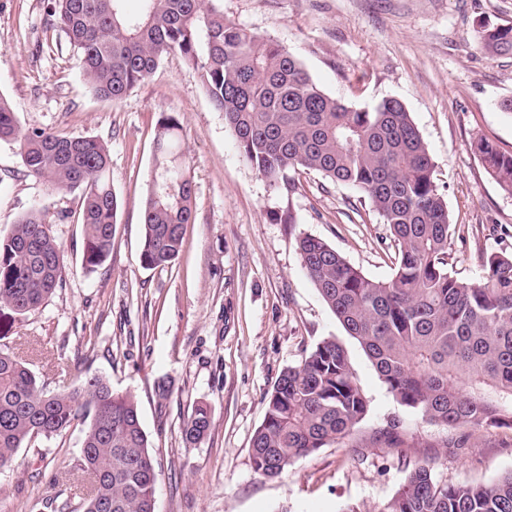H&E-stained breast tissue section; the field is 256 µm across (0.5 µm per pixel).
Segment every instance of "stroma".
Masks as SVG:
<instances>
[{
    "label": "stroma",
    "instance_id": "1",
    "mask_svg": "<svg viewBox=\"0 0 512 512\" xmlns=\"http://www.w3.org/2000/svg\"><path fill=\"white\" fill-rule=\"evenodd\" d=\"M49 0H0V96L21 128L93 136L110 151L120 201L112 252L82 268L77 193L26 173L15 143L0 141V237L40 205L64 252L59 286L40 310L0 306V350L17 352L46 391L105 377L132 394L157 473L156 512H373L402 484L397 451L370 444L375 428L400 422L441 480L487 482L512 470V430L457 450L443 428L400 405L358 342L301 268L297 237L323 239L366 276L391 277L396 248L359 191L314 171L272 187L240 154L224 114L180 54L117 102L98 98L48 12ZM225 18L285 46L329 95L361 108L401 101L434 163L448 204L453 275L483 281L482 256L512 254V195L487 173L478 139L512 152V56L474 38L479 22L512 23V0H223ZM181 123L195 184V220L169 265H141L140 212L162 116ZM333 337L346 349L368 401L350 437L299 458L280 477L255 472L252 437L281 371ZM172 395L160 403L159 380ZM213 410L200 443L181 426L196 402ZM80 436L39 438L0 470V512H46L52 494L83 498Z\"/></svg>",
    "mask_w": 512,
    "mask_h": 512
}]
</instances>
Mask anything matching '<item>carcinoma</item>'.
Instances as JSON below:
<instances>
[{"mask_svg": "<svg viewBox=\"0 0 512 512\" xmlns=\"http://www.w3.org/2000/svg\"><path fill=\"white\" fill-rule=\"evenodd\" d=\"M52 0V17L81 57L92 91L118 101L143 82L162 55L176 52L196 69L208 97L224 112L246 161L271 186L288 173L317 171L368 199L396 247L392 277L376 281L318 238L302 236L300 264L349 336L362 347L389 393L444 429L459 431L441 447L466 448L478 433L512 429V254L483 257L479 285L449 270L448 206L434 164L410 112L397 99L352 108L325 93L281 44L224 19L223 0ZM486 52L512 55V24H478ZM180 122L158 123L147 194L142 203L140 262L165 266L194 221V178L182 158ZM0 141L18 145L23 166L55 189L82 199V265L90 274L108 258L119 199L108 147L91 136L22 130L0 96ZM488 173L512 194V153L474 143ZM64 256L40 205L0 238V305L19 314L54 293ZM252 438L255 471L278 478L295 460L356 430L369 403L345 348L333 337L285 368L265 402ZM213 423L200 401L181 435L201 442ZM81 433V470L91 487L83 512H155L157 475L138 402L98 374L80 386L44 391L15 355L0 350V468L39 438ZM388 448H404L399 421L375 432ZM398 462L406 477L376 512H512V470L486 483H448L433 466Z\"/></svg>", "mask_w": 512, "mask_h": 512, "instance_id": "cac0c4a2", "label": "carcinoma"}]
</instances>
